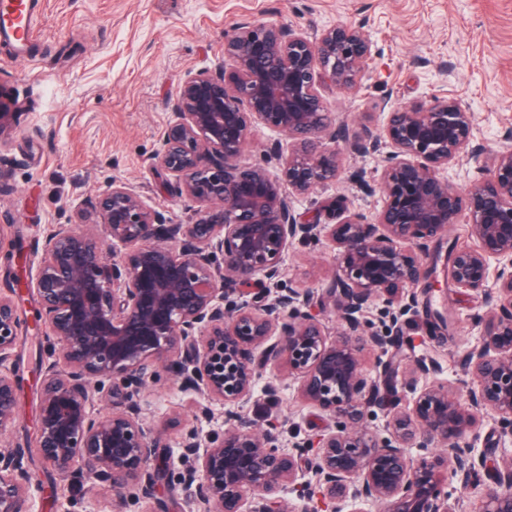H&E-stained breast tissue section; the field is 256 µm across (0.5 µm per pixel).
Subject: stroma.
<instances>
[{"mask_svg":"<svg viewBox=\"0 0 512 512\" xmlns=\"http://www.w3.org/2000/svg\"><path fill=\"white\" fill-rule=\"evenodd\" d=\"M273 21L317 33L337 24L360 29L372 44V59L359 86L327 84L325 106L335 122L357 132L377 130L385 107L427 104L457 98L474 115L476 136L487 151L507 148L512 127V0H46L45 22L26 48L0 41V88L16 103L12 134L0 140V226H6L19 261L0 259V290L8 274L21 277L17 359L26 383L20 414L0 433V448H27L25 465L33 483V512H115L112 494L91 482L73 484L47 467L35 433L40 403L35 372L52 360L47 327L29 285L38 274L36 251L51 225L87 219L94 197L112 181L132 185L143 202L174 224L187 223L194 203L170 197L151 162L172 118V102L191 73L217 68L224 37L242 22ZM379 153L344 149L335 182L294 197L298 214L319 215L334 224L332 204L373 220L382 206L363 185L377 184ZM336 267V249L327 238L294 243L285 257L284 280L296 288L321 289ZM420 304L447 306V341H429L415 325L405 329L409 356L436 360L442 380L462 376L460 357L476 341L475 318L488 298L449 289L447 295L419 294ZM278 377L276 399L258 397L240 408L243 420L261 427L287 428L301 436L323 429L325 413L298 398L286 371ZM142 416L158 434L157 456L168 466L156 501L127 498L124 512H191L178 454L187 434L224 428V407L202 413L201 398L183 390L167 371L149 380L140 394Z\"/></svg>","mask_w":512,"mask_h":512,"instance_id":"35a3bbf8","label":"stroma"}]
</instances>
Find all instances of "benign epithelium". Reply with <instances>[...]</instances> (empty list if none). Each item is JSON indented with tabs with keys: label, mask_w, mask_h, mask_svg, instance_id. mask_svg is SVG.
Segmentation results:
<instances>
[{
	"label": "benign epithelium",
	"mask_w": 512,
	"mask_h": 512,
	"mask_svg": "<svg viewBox=\"0 0 512 512\" xmlns=\"http://www.w3.org/2000/svg\"><path fill=\"white\" fill-rule=\"evenodd\" d=\"M371 44L338 24L311 36L277 22L240 23L224 37V63L189 76L174 100L155 166L166 191L198 204L189 224H170L126 183L112 182L92 202L89 224H54L44 237L34 290L54 340L42 374L38 448L46 464L81 483L91 479L119 498L156 496L148 463L159 447L142 419L139 393L158 369L206 402L224 405V432L187 435L178 459L196 512H294L286 492L322 512H459L448 481L466 491L487 458L475 431L486 415L512 443V149L486 156L472 113L456 99L397 107L363 135L327 112L321 84L358 85ZM13 113L0 91V139ZM275 142L261 162L241 156L253 129ZM390 148L374 222L336 204L342 219L322 224L297 214L285 189L301 196L336 181L340 152ZM466 154L490 163L488 177L462 193L441 171ZM462 224L472 247L439 254L429 244ZM324 235L338 266L326 289L340 318L336 337L311 312L314 291L282 282L295 240ZM120 254L107 260L108 245ZM497 295L480 316L478 341L464 352V397L434 381L439 366L415 361L401 383L385 434L365 423L382 402L361 367V351L384 354L419 304L417 291L451 285ZM239 293L250 299L229 302ZM374 298L386 302L377 326L361 320ZM16 301L0 293V431L19 416L17 382L7 363L18 338ZM428 336L448 338V308L426 309ZM285 364L299 396L331 423L312 439L281 448L278 437L238 419L267 367ZM112 411L93 412L96 396ZM314 448L310 460L302 449ZM410 448L427 452L412 458ZM24 448L0 449V512H32ZM480 512H512V454Z\"/></svg>",
	"instance_id": "benign-epithelium-1"
}]
</instances>
